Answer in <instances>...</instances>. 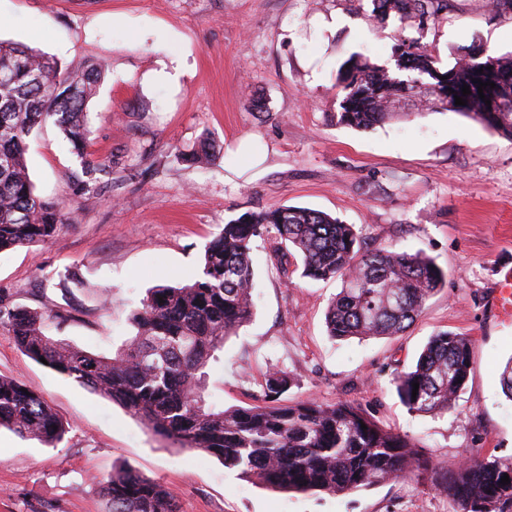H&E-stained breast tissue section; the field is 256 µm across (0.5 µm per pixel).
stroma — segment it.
I'll return each mask as SVG.
<instances>
[{"instance_id": "35a3bbf8", "label": "stroma", "mask_w": 512, "mask_h": 512, "mask_svg": "<svg viewBox=\"0 0 512 512\" xmlns=\"http://www.w3.org/2000/svg\"><path fill=\"white\" fill-rule=\"evenodd\" d=\"M400 27L376 19L371 0H0L1 41L105 67L87 124L88 157L105 166L101 189L77 193L80 160L53 123L32 130L35 192L64 204L68 222L54 241L0 252V296L86 310L92 289L109 291V310L63 331L108 353L132 335L128 314L149 288L196 277L225 222L278 206L319 210L353 225L365 248L433 259L445 286L401 335L335 340L325 315L341 280L302 277L299 256L280 266L272 240L256 239L255 314L209 368L212 399L255 404L266 375L282 370L285 400L358 404L439 469L512 458V400L499 383L512 321L494 306L500 273L512 269V139L442 109L366 130L336 118L344 61L387 65ZM417 37L444 67L475 42L512 57V10L448 0ZM164 66L178 67L177 83L154 80ZM206 139L218 158L186 162ZM68 272L88 291L63 296ZM440 331L470 339L472 370L451 410L420 415L393 379ZM0 375L42 394L69 424L54 448L0 430V512H106L93 479L121 463L163 484L179 512H450L428 475L311 495L242 480L214 458L192 462L119 405L27 357L2 327Z\"/></svg>"}]
</instances>
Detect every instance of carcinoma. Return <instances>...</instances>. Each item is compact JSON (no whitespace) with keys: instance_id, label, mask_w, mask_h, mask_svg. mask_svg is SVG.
<instances>
[{"instance_id":"cac0c4a2","label":"carcinoma","mask_w":512,"mask_h":512,"mask_svg":"<svg viewBox=\"0 0 512 512\" xmlns=\"http://www.w3.org/2000/svg\"><path fill=\"white\" fill-rule=\"evenodd\" d=\"M371 2L373 16L394 14L402 25L422 31L438 19L445 0ZM467 50L443 70L432 51L401 35L392 46L391 68L349 58L337 77L342 92L337 122L368 129L394 117L400 100L413 98L425 109L459 113L512 139V110L488 108L474 83L483 79L479 70L492 69L503 83L483 88L485 98L512 103V57L492 56L480 44ZM103 73L99 63L62 64L24 44L0 41V251L46 243L62 231L63 207L35 194L25 138L51 120L77 156H86L87 108ZM464 85L470 86L466 96ZM457 96L467 105L455 104ZM264 235L276 240L283 257L284 247L294 248L302 258V276L342 280L326 312L328 335L336 340L403 333L445 283L444 272L420 252L364 251L352 225L322 211L276 207L227 221L206 246L193 281L149 289L128 316L133 335L109 356L49 335L77 320L68 310L0 304V326L32 360L45 359L49 369L117 403L154 435L216 458L241 479L277 491L346 494L387 479L417 480L431 471L452 512H512L511 458L485 456L439 473L408 435L381 427L357 404L282 403L290 383L283 371L267 375L258 404L224 409L209 399L210 363L227 336L254 314L251 244ZM471 369L470 340L439 332L415 366L393 383L408 410L445 413ZM21 388V382L0 377V429L57 446L68 425L40 394ZM505 475L511 483L503 485ZM94 482L107 512H179L170 492L130 466L119 465Z\"/></svg>"}]
</instances>
